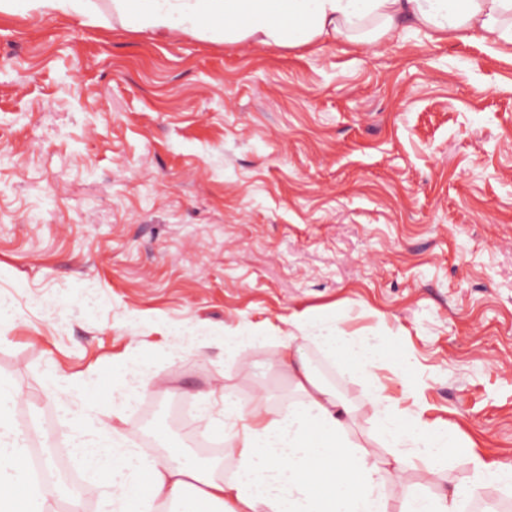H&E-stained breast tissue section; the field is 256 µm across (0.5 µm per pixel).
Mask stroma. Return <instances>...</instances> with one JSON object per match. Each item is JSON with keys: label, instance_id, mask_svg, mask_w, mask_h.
<instances>
[{"label": "stroma", "instance_id": "obj_1", "mask_svg": "<svg viewBox=\"0 0 512 512\" xmlns=\"http://www.w3.org/2000/svg\"><path fill=\"white\" fill-rule=\"evenodd\" d=\"M92 18L0 13V377L15 417L58 440L50 372L108 395L131 353L146 391L123 426L192 448L222 442L177 406L216 383L287 401L268 350L230 359L223 336L286 335L298 315L382 337L408 358L429 420L457 426L438 484L469 456L512 461V51L425 30L377 50L325 39L228 45ZM213 341L167 353L186 329ZM319 376L360 406L315 348Z\"/></svg>", "mask_w": 512, "mask_h": 512}]
</instances>
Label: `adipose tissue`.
<instances>
[{"mask_svg": "<svg viewBox=\"0 0 512 512\" xmlns=\"http://www.w3.org/2000/svg\"><path fill=\"white\" fill-rule=\"evenodd\" d=\"M122 25L164 37L177 31L211 34L234 44L254 40L306 46L324 37L376 47L407 29L464 35L512 48V0H112ZM270 364L285 371L294 392L271 408L264 395L243 405L225 385L199 398L202 413L224 438L223 461H206L180 448L158 454L119 427L155 377L138 357L112 378L106 403L73 396L70 378L50 376L59 433L99 490L98 512H460L463 499L487 485L512 486V462L487 464L472 456L468 484L436 494L417 492L402 468L403 455L425 464L436 482L448 451L465 447L457 428L425 419L411 360L391 362L402 396L388 395L379 375L381 350L370 336H351L335 320L294 317ZM316 347L347 382L368 384L375 441L351 427L355 409L313 369ZM19 393L0 377V512H59L57 486L32 481L30 436L14 418ZM390 456H380V449Z\"/></svg>", "mask_w": 512, "mask_h": 512, "instance_id": "1", "label": "adipose tissue"}]
</instances>
